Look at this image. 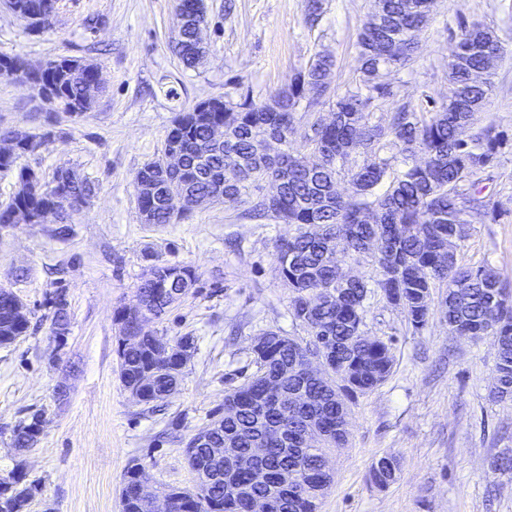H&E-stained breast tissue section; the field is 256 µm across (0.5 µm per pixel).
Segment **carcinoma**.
<instances>
[{"label": "carcinoma", "instance_id": "obj_1", "mask_svg": "<svg viewBox=\"0 0 512 512\" xmlns=\"http://www.w3.org/2000/svg\"><path fill=\"white\" fill-rule=\"evenodd\" d=\"M10 10L24 18L17 5L39 4L34 28L51 30L58 17V0H9ZM433 0H382V14L376 24L366 21L357 38L362 78L354 87L333 88L327 76L335 66L332 56L318 53L305 71L298 73L288 88L277 92L269 105L257 103L250 93L239 100L206 99L175 116L162 148L154 159L136 172L134 183L162 180L163 158L178 143L192 169L184 172L179 192L187 213L197 207L231 200L248 205L246 214L276 223L299 226L296 235L276 243L275 258L282 280L291 291L290 311L294 320L310 330L311 339L302 344L276 331L263 332L274 340L252 350L257 372L224 395V411L215 412L201 431L233 443L243 456L264 439L267 455L263 465L281 489L266 498V512H319L321 500L331 481L322 477L321 459L345 442L336 424L350 411L358 396L374 391L391 375L394 356L390 346L368 336L364 330L368 293L375 289L389 304L401 309L414 331L428 322L432 291L444 289L443 319L459 336H482L487 329V312L498 310V322L490 335L497 340L493 395L512 399V280L484 264L473 266L460 258L455 220L474 207L483 210L489 223L502 217L499 202L483 194L474 177L498 164L503 135L489 124L469 132L468 120L481 110L492 91L489 57L503 54L500 38L472 31L460 24L459 52L448 61L449 78L458 92L432 112H418L394 102L388 79L391 69L414 62L418 35L427 20ZM204 16L187 22L174 42V51L187 66L204 54L196 41V25ZM42 79L52 86L47 103L73 107L70 116L88 111L102 92L96 64L59 56L43 62ZM488 70L487 78L476 83L471 73ZM30 66L19 57L0 61V75L21 80ZM312 95L333 111L334 120L323 125L322 118L299 114L301 101ZM391 102L387 122L372 121L370 107L375 101ZM224 123V141L211 137V127ZM269 137L280 142L274 156L256 153L254 142ZM302 139L303 152L294 148ZM14 142L10 151H0V173H15L16 191L0 204V226L11 225L12 213L25 208L29 223L53 224L55 195L64 192L71 213L86 207L96 187L72 167L56 168L50 184L29 165L27 156L47 144L46 136L27 131L0 129V142ZM397 152L403 168L393 170L387 154ZM347 174L352 195L345 198L336 190L341 174ZM277 184L279 198L272 203L261 193L264 183ZM385 184L384 192H377ZM138 208L148 213V224H174L181 217L172 214L163 200L137 196ZM340 241L348 255H368L379 276L361 278L345 290L338 288L342 266L329 259L333 242ZM200 274L188 264H169L158 259L148 266L137 286V296L149 315L144 324L173 310L191 289L198 288ZM181 289L172 296L171 289ZM16 295L0 287V346H8L29 329L28 320L17 318L11 309ZM65 291H56L51 332L61 338L69 332ZM119 379L129 389L138 387L140 402L151 404L167 399L178 386L172 372L182 373L194 351L190 336L167 338L146 328L139 343L124 345L132 317L125 309L116 312ZM322 351L334 365L328 379L303 377L298 368L307 355ZM278 381L283 393H302L304 405L287 417L264 399L268 380ZM40 413L13 429V443L19 449L32 446L39 437ZM322 429L319 444L300 448L293 444L295 433L305 420ZM288 432V448L276 443L275 433ZM228 483L196 481L194 489L173 488L170 495L175 512H248L242 490L260 496L265 488L253 484L249 470L229 461L221 463ZM400 473L392 456L379 458L370 470L371 482L385 488ZM150 479L144 468L132 466L124 474L122 512H152L149 503L137 495V486ZM33 487L25 483L23 467L16 466L0 477V512H26Z\"/></svg>", "mask_w": 512, "mask_h": 512}]
</instances>
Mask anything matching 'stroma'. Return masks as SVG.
I'll use <instances>...</instances> for the list:
<instances>
[{
  "label": "stroma",
  "mask_w": 512,
  "mask_h": 512,
  "mask_svg": "<svg viewBox=\"0 0 512 512\" xmlns=\"http://www.w3.org/2000/svg\"><path fill=\"white\" fill-rule=\"evenodd\" d=\"M205 60L185 67L171 45L174 0H59L53 31L31 32L0 0V54L36 66L53 56L92 62L103 92L77 118L53 110L31 90L0 76V127L48 134L31 157L44 182L73 166L94 183L90 204L60 239L51 225L0 227V287L25 305L29 331L0 346V475L24 462L35 488L27 512H121L126 470L142 465L150 489L192 488L184 446L224 406V393L256 372L254 339L275 330L307 342L289 310L290 291L276 261L279 239L295 225L242 218L243 204H205L177 224H146L133 178L161 148L176 113L207 98L250 90L256 102L287 88L315 54L335 59L332 86L361 79L358 33L375 0H323L317 22L306 0H205ZM493 29L505 45L487 104L473 128L495 124L506 138L498 165L481 186L505 212L496 224L472 213L459 241L467 263L512 276V0H435L414 63L394 69L393 90L416 111L447 100L454 35L460 22ZM196 267L204 290L162 320L159 335H191L195 350L177 391L149 408L118 377L117 307L134 306L150 260ZM64 287L70 326L51 333V299ZM365 329L392 347L391 376L358 397L346 447L332 451L334 481L321 512H512V401L491 396L496 346L451 334L438 308L414 332L400 309L369 294ZM42 412L44 429L24 452L12 430ZM389 455L401 472L389 487L369 480Z\"/></svg>",
  "instance_id": "35a3bbf8"
}]
</instances>
